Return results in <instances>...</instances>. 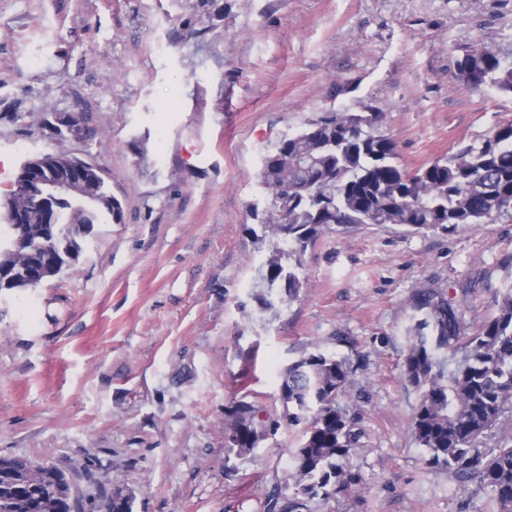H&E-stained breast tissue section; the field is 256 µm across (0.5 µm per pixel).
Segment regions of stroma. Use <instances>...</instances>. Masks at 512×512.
I'll use <instances>...</instances> for the list:
<instances>
[{"instance_id":"obj_1","label":"stroma","mask_w":512,"mask_h":512,"mask_svg":"<svg viewBox=\"0 0 512 512\" xmlns=\"http://www.w3.org/2000/svg\"><path fill=\"white\" fill-rule=\"evenodd\" d=\"M476 48L512 61V0H0V184L77 156L122 206L74 267L0 292V455L69 470L83 495L112 480L134 512H264L301 430L241 454L224 408L280 418L282 371L320 350L358 365L364 489L310 512H491L488 490L427 466L402 369L415 292L471 326L491 311L512 220L337 225L303 250L296 298L263 312L253 288L276 243L263 155L366 105L410 172L484 140L512 94L458 77Z\"/></svg>"}]
</instances>
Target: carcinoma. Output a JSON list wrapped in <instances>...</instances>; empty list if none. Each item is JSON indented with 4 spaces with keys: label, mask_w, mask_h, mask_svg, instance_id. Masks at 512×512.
<instances>
[{
    "label": "carcinoma",
    "mask_w": 512,
    "mask_h": 512,
    "mask_svg": "<svg viewBox=\"0 0 512 512\" xmlns=\"http://www.w3.org/2000/svg\"><path fill=\"white\" fill-rule=\"evenodd\" d=\"M466 83L512 93V65L483 49L458 62ZM382 112L332 109L280 140L263 158L261 185L270 197L264 225L292 245L272 253L259 270L255 295L265 309L293 299L302 282L299 253L334 224H399L413 232H459L474 224L512 218V123L411 173L397 164L394 141L381 130ZM59 223L29 222L15 233L0 217V271L13 274L10 290L49 280L45 267L73 266L82 242L105 215L121 221V204L83 205L57 186L49 188ZM414 325L403 378L421 392L413 431L429 467L489 490L497 512H512V437L482 448L512 413V281L494 296L493 311L467 327L457 306L433 289L413 295ZM356 371L347 356L311 353L285 368L282 422L266 423L254 404L238 401L224 411L229 447L251 451L281 424L302 426L291 451V493L276 494L264 512H309L308 502L363 490L350 462L364 430L339 399ZM72 477L66 470L27 458L0 456V512H67ZM100 512H133L100 484L92 495Z\"/></svg>",
    "instance_id": "1"
}]
</instances>
